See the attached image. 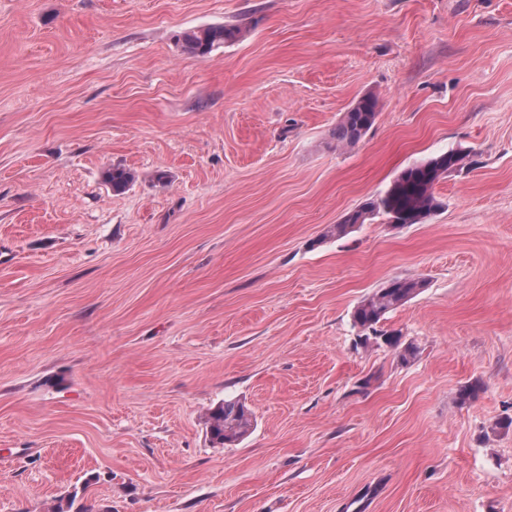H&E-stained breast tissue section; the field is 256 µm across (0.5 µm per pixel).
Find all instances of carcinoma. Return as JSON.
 <instances>
[{
  "label": "carcinoma",
  "instance_id": "1",
  "mask_svg": "<svg viewBox=\"0 0 512 512\" xmlns=\"http://www.w3.org/2000/svg\"><path fill=\"white\" fill-rule=\"evenodd\" d=\"M241 36L236 26H209L185 31L178 36L182 49L193 56H207L234 42ZM380 114L377 97L364 95L344 112L332 132L338 148L356 146L376 123ZM469 157L464 150H449L403 170L392 185L377 197H369L343 219L331 225L325 236L343 237L366 221L383 215L390 224H422L442 207L434 187L452 174L456 166ZM105 182L115 193H123L136 181L129 169L114 166L104 172ZM425 288L423 281L395 278L363 300L353 313V322L361 332L360 344L366 346L382 339L397 344L399 333L382 331L377 325L390 311L401 306ZM252 411L239 400H229L213 409L208 417V433L212 442L224 445L241 440L251 429Z\"/></svg>",
  "mask_w": 512,
  "mask_h": 512
}]
</instances>
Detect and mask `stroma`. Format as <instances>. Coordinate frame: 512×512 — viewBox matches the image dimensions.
Listing matches in <instances>:
<instances>
[{"mask_svg": "<svg viewBox=\"0 0 512 512\" xmlns=\"http://www.w3.org/2000/svg\"><path fill=\"white\" fill-rule=\"evenodd\" d=\"M451 149L425 223L324 239ZM407 277L405 363L352 315ZM506 417L512 0H0V512H512ZM240 36L241 29L236 26H209L185 31L178 41L186 53L204 57ZM377 97L364 95L343 112L332 132L336 148L355 147L376 123L380 114ZM105 182L115 193H123L136 181V175L129 169L114 166L104 172ZM252 411L239 400L224 401L208 417V433L213 443L232 444L241 440L251 429Z\"/></svg>", "mask_w": 512, "mask_h": 512, "instance_id": "stroma-1", "label": "stroma"}]
</instances>
